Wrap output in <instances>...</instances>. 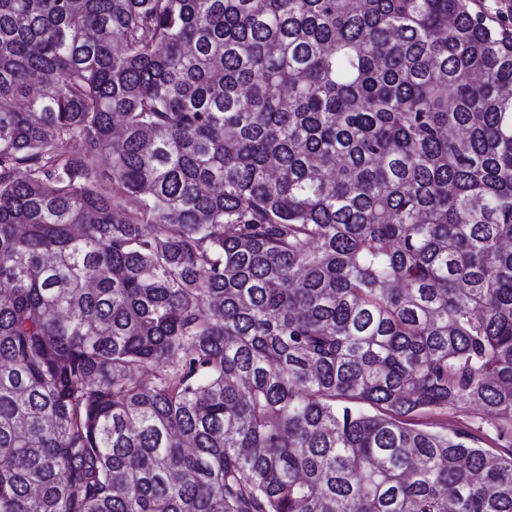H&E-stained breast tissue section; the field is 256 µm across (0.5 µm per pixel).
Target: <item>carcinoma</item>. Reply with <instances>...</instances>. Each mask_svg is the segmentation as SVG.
I'll return each instance as SVG.
<instances>
[{"mask_svg":"<svg viewBox=\"0 0 512 512\" xmlns=\"http://www.w3.org/2000/svg\"><path fill=\"white\" fill-rule=\"evenodd\" d=\"M511 241L482 0H0V512H512ZM491 419L475 406H462L457 410H447L436 415L427 416L424 422L431 426L432 430H442L448 428V431L464 423L470 425L475 432L483 438L482 446L484 448H493L496 445L494 441L495 433L491 425Z\"/></svg>","mask_w":512,"mask_h":512,"instance_id":"cac0c4a2","label":"carcinoma"}]
</instances>
